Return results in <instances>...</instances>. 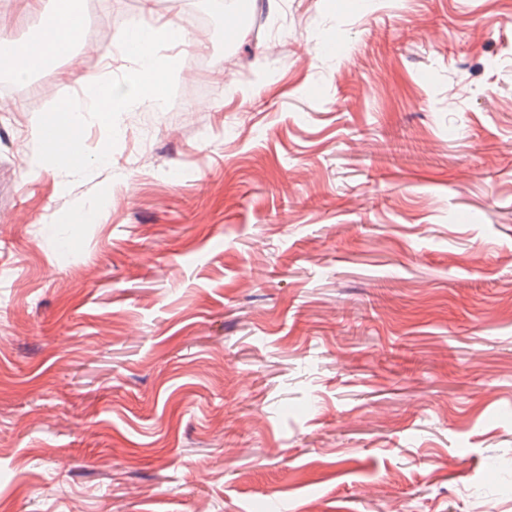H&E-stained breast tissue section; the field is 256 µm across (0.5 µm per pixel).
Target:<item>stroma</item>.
Returning <instances> with one entry per match:
<instances>
[{"label":"stroma","instance_id":"1","mask_svg":"<svg viewBox=\"0 0 512 512\" xmlns=\"http://www.w3.org/2000/svg\"><path fill=\"white\" fill-rule=\"evenodd\" d=\"M81 3L0 105V512H512V0H154L218 27L73 179L37 119L142 17Z\"/></svg>","mask_w":512,"mask_h":512}]
</instances>
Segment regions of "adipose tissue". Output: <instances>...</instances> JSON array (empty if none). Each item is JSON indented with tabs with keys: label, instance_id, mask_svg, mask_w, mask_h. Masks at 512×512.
Listing matches in <instances>:
<instances>
[{
	"label": "adipose tissue",
	"instance_id": "obj_1",
	"mask_svg": "<svg viewBox=\"0 0 512 512\" xmlns=\"http://www.w3.org/2000/svg\"><path fill=\"white\" fill-rule=\"evenodd\" d=\"M83 26L80 12L61 6L46 14L42 21L43 34L16 50L7 60L12 73L28 77L39 65L50 63L69 53L77 42Z\"/></svg>",
	"mask_w": 512,
	"mask_h": 512
}]
</instances>
